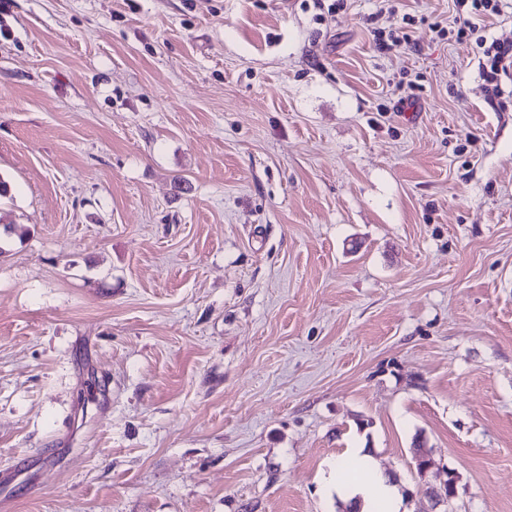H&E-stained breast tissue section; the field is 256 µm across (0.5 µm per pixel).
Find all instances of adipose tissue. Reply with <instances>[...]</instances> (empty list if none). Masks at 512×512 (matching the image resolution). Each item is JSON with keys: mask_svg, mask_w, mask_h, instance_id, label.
I'll list each match as a JSON object with an SVG mask.
<instances>
[{"mask_svg": "<svg viewBox=\"0 0 512 512\" xmlns=\"http://www.w3.org/2000/svg\"><path fill=\"white\" fill-rule=\"evenodd\" d=\"M354 456L363 468L371 471V480L365 483L355 481L348 485L329 480L324 485L326 492L357 500L361 512H367L368 507L377 500L383 502L386 512H400L402 498L397 485L390 483L388 478L377 472L374 458L366 449H355Z\"/></svg>", "mask_w": 512, "mask_h": 512, "instance_id": "1", "label": "adipose tissue"}]
</instances>
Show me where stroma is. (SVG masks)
<instances>
[{
    "label": "stroma",
    "mask_w": 512,
    "mask_h": 512,
    "mask_svg": "<svg viewBox=\"0 0 512 512\" xmlns=\"http://www.w3.org/2000/svg\"><path fill=\"white\" fill-rule=\"evenodd\" d=\"M454 17L0 0V512H341L355 448L512 512V104ZM405 28L397 30H389L388 32L382 28H375L374 39L380 50L387 52H401L411 48V38Z\"/></svg>",
    "instance_id": "stroma-1"
}]
</instances>
